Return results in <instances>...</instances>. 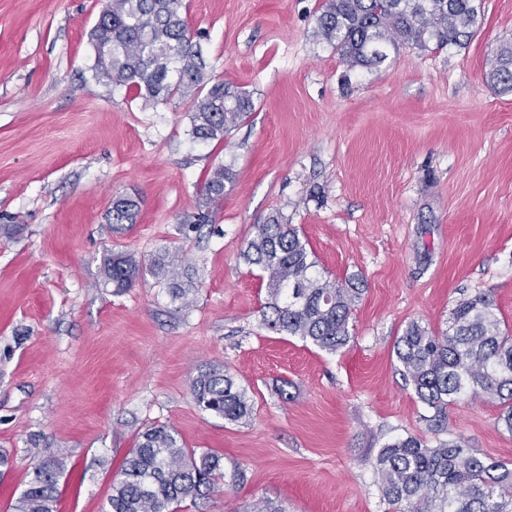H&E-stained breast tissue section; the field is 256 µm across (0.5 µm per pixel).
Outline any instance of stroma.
I'll use <instances>...</instances> for the list:
<instances>
[{
  "label": "stroma",
  "instance_id": "stroma-1",
  "mask_svg": "<svg viewBox=\"0 0 512 512\" xmlns=\"http://www.w3.org/2000/svg\"><path fill=\"white\" fill-rule=\"evenodd\" d=\"M322 0H183L212 81L254 110L223 142L192 138L189 105H143L93 78L99 0H0V512L37 448L66 455L57 512H102L146 429L216 453L245 479L181 512H386L372 462L390 440L461 441L512 463L499 405L460 396L442 431L422 422L393 343L439 332L462 297L489 294L512 331V92L490 79L512 43V0H481L475 34L349 68L317 34ZM234 174L195 225L208 172ZM141 199L112 228L114 195ZM274 213L322 277H360L351 341L330 353L263 323L267 278L242 256ZM179 255L190 308L143 272L128 291L105 259ZM234 374L252 404L230 422L198 407V370Z\"/></svg>",
  "mask_w": 512,
  "mask_h": 512
}]
</instances>
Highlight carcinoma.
Listing matches in <instances>:
<instances>
[{
	"mask_svg": "<svg viewBox=\"0 0 512 512\" xmlns=\"http://www.w3.org/2000/svg\"><path fill=\"white\" fill-rule=\"evenodd\" d=\"M479 0H324L316 17L317 32L351 68H372L387 49H442L460 46L474 35ZM183 0H104L90 33L92 75L124 87L146 104L174 98L190 103L191 134L202 142L224 136L253 111L245 90L227 82H205L201 49L188 38ZM494 85L512 92V45L494 58ZM230 168L219 165L204 182L195 223L212 222L224 202ZM137 196L118 195L107 213L110 224L137 222ZM243 258L267 274L268 328L335 352L350 340L349 320L363 292L350 278L336 283L320 276L314 254L291 224L277 214L255 225ZM168 284L172 300L193 304L189 274L175 257L157 256L146 264ZM143 260L130 251L109 256L105 284L119 294L141 277ZM403 375L423 405L422 419L439 427L448 407L470 393L498 401L499 423L512 433V334L503 331L490 295L477 293L457 301L448 329L436 333L410 322L394 343ZM190 390L198 406L237 422L251 414L246 391L223 369L199 371ZM27 488L15 512H56L66 464L58 448H38ZM377 485L390 512H512V463L481 458L455 440L430 446L408 435L385 443L376 456ZM244 478L240 469L225 474L221 458L178 444L175 431L155 426L131 449L121 478L112 483L105 512H179L220 488Z\"/></svg>",
	"mask_w": 512,
	"mask_h": 512,
	"instance_id": "1",
	"label": "carcinoma"
}]
</instances>
